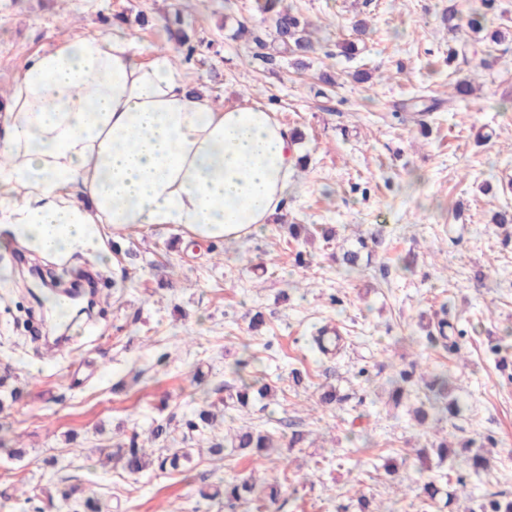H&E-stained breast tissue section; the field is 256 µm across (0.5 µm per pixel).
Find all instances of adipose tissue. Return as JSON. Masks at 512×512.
<instances>
[{
	"label": "adipose tissue",
	"mask_w": 512,
	"mask_h": 512,
	"mask_svg": "<svg viewBox=\"0 0 512 512\" xmlns=\"http://www.w3.org/2000/svg\"><path fill=\"white\" fill-rule=\"evenodd\" d=\"M120 34L27 58L0 114V232L55 259L100 251L102 229L171 225L245 238L281 212L298 153L261 107H217L172 53Z\"/></svg>",
	"instance_id": "ef3b65f1"
}]
</instances>
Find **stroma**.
Returning <instances> with one entry per match:
<instances>
[{
	"instance_id": "1",
	"label": "stroma",
	"mask_w": 512,
	"mask_h": 512,
	"mask_svg": "<svg viewBox=\"0 0 512 512\" xmlns=\"http://www.w3.org/2000/svg\"><path fill=\"white\" fill-rule=\"evenodd\" d=\"M284 3L317 41L302 69L255 59L251 41L235 37L241 22L269 31L256 0H0V99L28 56L86 33L128 35L149 60L168 45L166 17L178 14L193 31L184 65L193 85L220 107L268 108L301 133L308 158L279 221L234 243L149 225L104 234L100 254L58 263L12 242L0 248V376L19 392L0 401V512H69L61 493L70 484L102 512H224L197 493L215 472L281 481V497L261 512H356L362 496L382 512H439L420 493L439 470L416 456L437 436L456 449L491 438L492 467L470 482L477 496H512V240L494 219L512 206V0L491 14L482 0ZM452 7L486 14V30L504 41L449 62ZM359 19L367 28L355 55H340ZM464 78L473 96L452 100ZM324 224L336 232L328 244ZM360 238L359 271L345 275L336 256ZM33 265L61 284L98 276L85 335L55 355L36 343L50 320L32 295ZM257 313L264 323L254 331ZM441 320L447 338L429 341L426 325ZM324 325L342 337L329 356L309 346ZM245 345L255 359L240 369ZM413 362L447 374L458 417L422 426L410 400L393 405L387 380ZM243 378L269 384L273 400L226 410L218 431L277 429L280 453L224 460L199 438L184 472L135 480L104 464L133 435L159 453L154 422L180 427L197 387L218 405L224 386ZM327 384L340 397L328 407L318 402ZM295 430L308 441L292 448ZM13 448L23 457L11 458Z\"/></svg>"
}]
</instances>
